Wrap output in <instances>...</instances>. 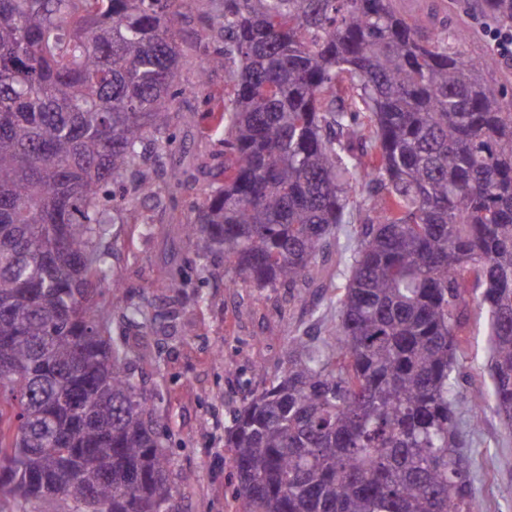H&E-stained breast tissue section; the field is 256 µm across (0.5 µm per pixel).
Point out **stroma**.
Here are the masks:
<instances>
[{
	"instance_id": "35a3bbf8",
	"label": "stroma",
	"mask_w": 512,
	"mask_h": 512,
	"mask_svg": "<svg viewBox=\"0 0 512 512\" xmlns=\"http://www.w3.org/2000/svg\"><path fill=\"white\" fill-rule=\"evenodd\" d=\"M213 3L197 0L190 14L176 20L184 61L174 84L173 144L150 162L164 174L183 170L184 184L167 206L128 210L123 223L114 225L111 277L101 284L106 294L118 282L154 300L151 326L127 328L122 311L115 310L112 333L127 338V369L160 416L174 471L194 476L191 486L178 490L185 512H234L236 470L224 447L229 412L281 372L289 337L325 339L336 305L324 283L339 269L336 255L319 261L315 275L321 287L293 299L284 288L235 283L223 255L199 260L191 252L182 227L194 222L197 207L223 182L224 131L210 114L233 86L231 66L208 62L219 45ZM395 8L424 25L429 10L437 9L449 28L464 33L461 49L469 58L494 51L490 29L472 0H396ZM173 276L184 280L187 299L170 321ZM464 340L461 390L491 391L485 310L470 307ZM462 422L470 441V476L484 512H512V434L490 411L479 421L466 415Z\"/></svg>"
}]
</instances>
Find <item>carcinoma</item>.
<instances>
[{"label": "carcinoma", "instance_id": "1", "mask_svg": "<svg viewBox=\"0 0 512 512\" xmlns=\"http://www.w3.org/2000/svg\"><path fill=\"white\" fill-rule=\"evenodd\" d=\"M195 4L0 0V512H181L192 484L98 296L112 224L163 204L149 162ZM220 7L224 184L184 235L256 288L343 264L335 341L293 337L225 429L239 512H483L461 416L512 432V104L482 77L499 60L393 0ZM477 7L512 28V0ZM472 299L488 397L458 383ZM151 305L112 285L128 324Z\"/></svg>", "mask_w": 512, "mask_h": 512}]
</instances>
